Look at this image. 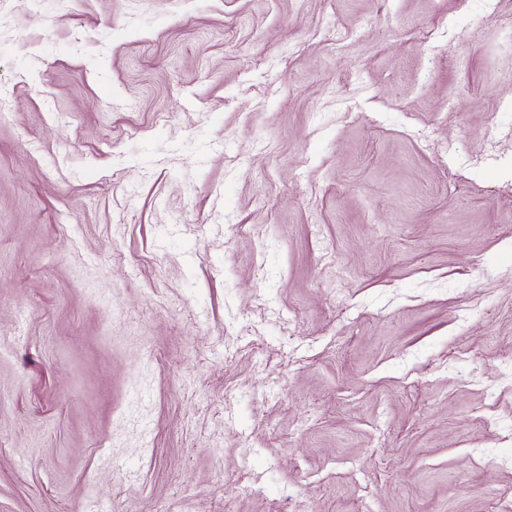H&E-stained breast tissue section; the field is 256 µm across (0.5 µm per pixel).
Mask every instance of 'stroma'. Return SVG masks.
Segmentation results:
<instances>
[{
  "mask_svg": "<svg viewBox=\"0 0 512 512\" xmlns=\"http://www.w3.org/2000/svg\"><path fill=\"white\" fill-rule=\"evenodd\" d=\"M0 512H512V0H0Z\"/></svg>",
  "mask_w": 512,
  "mask_h": 512,
  "instance_id": "35a3bbf8",
  "label": "stroma"
}]
</instances>
